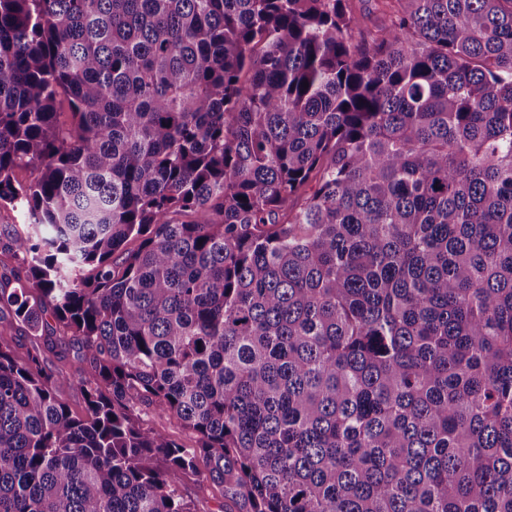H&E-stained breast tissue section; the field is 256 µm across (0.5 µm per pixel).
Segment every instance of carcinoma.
Returning <instances> with one entry per match:
<instances>
[{
    "instance_id": "carcinoma-1",
    "label": "carcinoma",
    "mask_w": 512,
    "mask_h": 512,
    "mask_svg": "<svg viewBox=\"0 0 512 512\" xmlns=\"http://www.w3.org/2000/svg\"><path fill=\"white\" fill-rule=\"evenodd\" d=\"M375 2L0 0V512H512V0ZM140 417L145 425L160 430L179 444L187 448H192L196 445L195 436L183 426L181 420L176 416L159 415L150 408L143 410ZM179 493L198 512H225L221 488L209 480H188L179 486Z\"/></svg>"
}]
</instances>
